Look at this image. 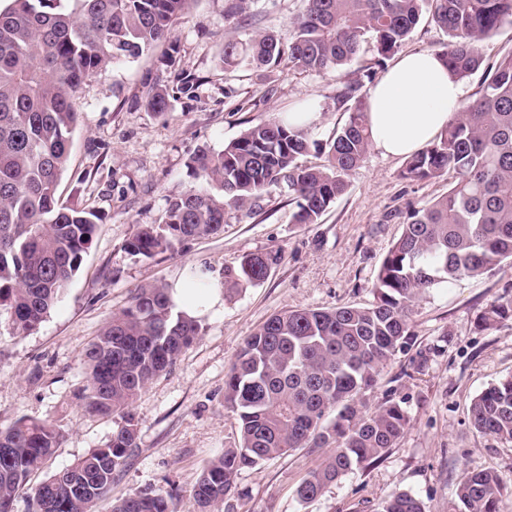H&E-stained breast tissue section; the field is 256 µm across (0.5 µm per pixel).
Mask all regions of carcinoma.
Here are the masks:
<instances>
[{"label":"carcinoma","instance_id":"obj_1","mask_svg":"<svg viewBox=\"0 0 512 512\" xmlns=\"http://www.w3.org/2000/svg\"><path fill=\"white\" fill-rule=\"evenodd\" d=\"M288 47L272 32L226 37L224 68L267 72L283 57L304 72H342L362 42L373 54L343 82L336 100L347 122L324 142L282 117L261 122L215 152L188 160L197 185L168 203L161 223L142 228L126 249L146 258L186 240L214 235L228 209H262L287 187L293 223L316 224L345 192L347 178L372 139L367 87L424 14L448 40L438 51L463 80L482 64L478 44L505 23L512 0H302ZM197 0H8L0 7V318L12 334L35 330L90 249L100 218L57 197L77 123L76 93L94 72L140 57L172 40L177 21ZM254 0H227L224 19L250 11ZM145 104L168 107L160 79L146 83ZM315 146L325 164L299 158ZM453 174L448 193L415 211L383 260L367 306L303 309L270 317L248 336L224 380V406L238 420L237 446L210 460L195 485L201 512L224 501L247 467L294 448H329L297 487L312 501L339 477L365 469L396 447L409 423L400 403L364 411L381 370L413 345L410 312L431 288L512 265V52L484 77L479 96L459 104L448 127L411 156L403 177ZM271 254L245 255L224 268V293L263 282ZM512 319V299L480 315L490 325ZM201 331L200 320L174 311L169 288L136 289L83 353L88 370L85 412L120 415L111 439L32 489L31 512H92L134 453L129 407L172 367ZM473 428L512 442V376L488 387L469 407ZM55 426L19 419L0 428V512H13L29 477L61 444ZM504 485L490 470L464 474L448 512H504ZM177 488L135 493L110 512H173ZM377 512H424L407 492L384 499Z\"/></svg>","mask_w":512,"mask_h":512}]
</instances>
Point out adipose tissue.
<instances>
[{"mask_svg": "<svg viewBox=\"0 0 512 512\" xmlns=\"http://www.w3.org/2000/svg\"><path fill=\"white\" fill-rule=\"evenodd\" d=\"M462 96L461 82L440 55L403 54L368 91L373 144L389 156L412 155L447 127Z\"/></svg>", "mask_w": 512, "mask_h": 512, "instance_id": "obj_1", "label": "adipose tissue"}]
</instances>
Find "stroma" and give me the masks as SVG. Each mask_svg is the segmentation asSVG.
Returning a JSON list of instances; mask_svg holds the SVG:
<instances>
[{
  "mask_svg": "<svg viewBox=\"0 0 512 512\" xmlns=\"http://www.w3.org/2000/svg\"><path fill=\"white\" fill-rule=\"evenodd\" d=\"M225 3L198 0L176 23L174 67L165 68L160 46L82 85L58 194L102 222L79 271L38 327L16 337L0 325V426L25 417L50 422L63 435L60 448L31 474L35 487L103 447L117 427L116 418L83 409L82 355L131 291L172 287L199 269L220 279L225 265L244 255H277L264 282L226 297L220 312L202 314L199 338L133 402L137 447L96 512H109L128 494L171 484L178 489L174 512H200L194 487L202 467L238 442V421L224 406V377L245 338L284 311L371 303L382 262L409 215L446 195L453 181L448 174L403 178L405 159L373 148L319 223H293L288 193L276 190L258 213L228 210L218 234L150 258L129 253L125 245L141 227L160 223L169 199L193 186L187 161L197 148L221 150L248 128L303 104L320 114L312 139L327 140L348 119L336 100L335 74L284 62L261 77L219 62L224 36L233 30H272L289 41L301 0H255L248 17L229 21ZM158 73L169 94L162 114L143 104L144 80ZM503 298H512V268L431 289L415 303L414 347L388 363L366 396L367 410L390 398L410 417L382 460L303 503L296 488L327 451L293 449L243 469L233 493L212 512H375L397 491L419 498L425 512H448L464 472L480 469L494 470L512 489V443L477 433L468 416L476 395L512 375V320L478 322Z\"/></svg>",
  "mask_w": 512,
  "mask_h": 512,
  "instance_id": "35a3bbf8",
  "label": "stroma"
}]
</instances>
